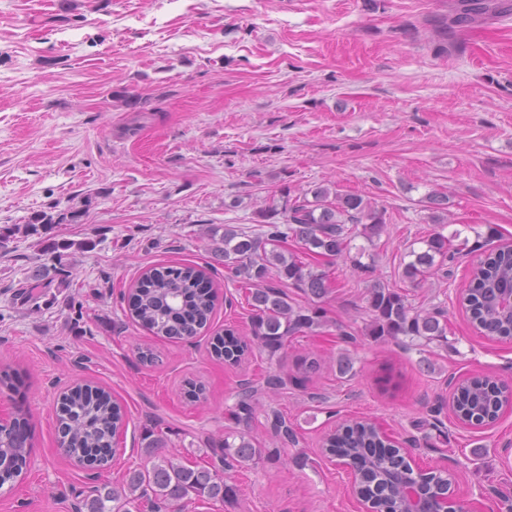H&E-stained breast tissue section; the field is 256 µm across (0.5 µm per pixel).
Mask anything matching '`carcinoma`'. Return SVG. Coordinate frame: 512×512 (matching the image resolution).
Masks as SVG:
<instances>
[{"instance_id":"carcinoma-1","label":"carcinoma","mask_w":512,"mask_h":512,"mask_svg":"<svg viewBox=\"0 0 512 512\" xmlns=\"http://www.w3.org/2000/svg\"><path fill=\"white\" fill-rule=\"evenodd\" d=\"M510 12L512 0H449L448 15L438 20L434 34L448 41L451 50L457 29ZM81 214L79 209L57 213L41 210L25 224L0 229V247L17 235L38 236L37 244L43 252L53 255L54 263L38 267L32 281L19 287L20 296L31 299L34 290L54 281L63 272L60 264L65 251L74 246L68 240H43L41 233L56 225L76 224ZM259 217L266 230L248 233L226 226L213 252L224 263L227 278L249 290L252 337L259 351L273 358L288 350L293 337L314 335L328 324L324 307L293 304L283 287L292 286L311 300L325 297L330 290V274L315 262L318 257H346L352 267L369 269L370 265L361 262L366 248L354 247L353 241L361 236L373 242L383 231L385 218L384 210L363 196L323 185L298 193L283 186L279 201L260 211ZM446 227L445 223L439 224V230L422 240V248L409 247L411 260L404 266L403 277L419 284L455 255L480 253L471 268L468 293L461 304L482 335L511 340L512 310L504 309L501 303L512 295V246H491L500 236L498 228L491 224L486 225L485 232L476 233L472 241L461 237L457 229L444 234ZM290 237L299 244V251L286 253L281 249V243ZM132 296L133 317L147 329L170 339L196 336L210 322L218 300L209 286L206 268L192 264L153 269L133 289ZM365 301L371 317L365 327L367 335L395 341L402 336L425 345H448L444 310L417 309L406 294L379 283L368 289ZM212 350L215 356L237 364L251 345L237 337L234 330L226 329L222 335L215 334ZM288 382V375L279 370L268 373L258 387L249 382L241 384L232 411L234 418L248 422L255 396L260 392L279 393L288 389ZM453 402L458 415L483 423L494 421L508 399L495 382L476 375L457 385ZM270 418L271 429L282 446L296 443V432L288 418L276 410ZM57 424L59 436L68 440L66 453L80 463L91 448H100L110 457L115 455L113 444L124 419L120 405L107 392L86 383L64 394ZM141 445L149 465L127 472L118 483L105 480L92 486L76 504V512H140L144 502L152 512H171L177 506L185 508L197 501L222 505L237 498L236 487L228 483L224 474L258 463L263 453L245 430L224 434L219 449H211L217 453V462L204 466L164 452L163 432L155 428L145 430ZM32 447L26 417L20 412L5 433V443L0 444V458L13 465L0 479V487L22 474ZM324 447L356 466L360 485L376 512H409L406 486L411 468L401 450L392 446L373 422L361 418L346 423L338 432L326 435ZM422 481L424 492L433 497L448 492V478L438 469Z\"/></svg>"}]
</instances>
